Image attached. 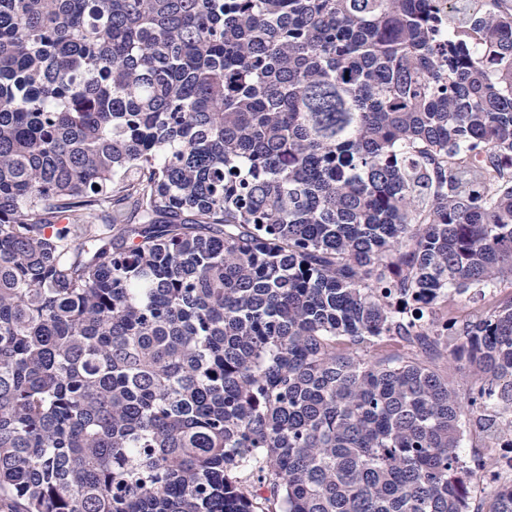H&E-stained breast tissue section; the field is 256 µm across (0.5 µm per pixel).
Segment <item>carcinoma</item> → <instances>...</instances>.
I'll list each match as a JSON object with an SVG mask.
<instances>
[{
	"mask_svg": "<svg viewBox=\"0 0 512 512\" xmlns=\"http://www.w3.org/2000/svg\"><path fill=\"white\" fill-rule=\"evenodd\" d=\"M457 2L0 0V508L470 512L512 0Z\"/></svg>",
	"mask_w": 512,
	"mask_h": 512,
	"instance_id": "obj_1",
	"label": "carcinoma"
}]
</instances>
